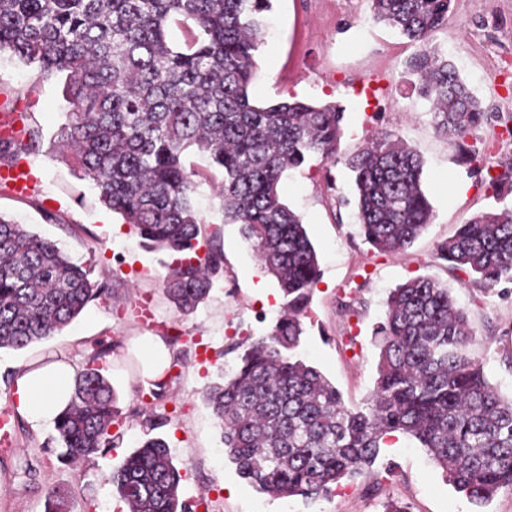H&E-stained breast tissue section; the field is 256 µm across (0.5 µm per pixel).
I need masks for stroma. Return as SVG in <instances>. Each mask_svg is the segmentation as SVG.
<instances>
[{
  "label": "stroma",
  "instance_id": "stroma-1",
  "mask_svg": "<svg viewBox=\"0 0 512 512\" xmlns=\"http://www.w3.org/2000/svg\"><path fill=\"white\" fill-rule=\"evenodd\" d=\"M257 78L251 99L268 106L298 97L345 112L338 162L313 159L286 173L281 190L313 242L321 281L303 319L299 352L340 391L347 406L359 407L372 392L379 350L373 330L390 289L428 276L451 290L478 337L475 354L486 362L491 384L512 395V283L492 289L458 279L436 255L437 243L460 224L496 206L489 170L512 160V134L491 124L457 141L439 134L428 101L405 73L416 47L375 22L369 0H270ZM430 43L451 61L488 112L512 113V0H454L448 23ZM374 82L376 99L355 91ZM18 98L16 110L42 134L29 159L37 182L18 195L0 180V215L55 242L77 263L91 268L105 295L91 300L62 332L22 350L0 349V414L11 416L10 446H0V512H44L52 489L68 492L74 512H104L122 501L109 476L145 439L163 438L180 470L182 499L206 496L210 512H384L387 502L410 512H512V491L486 505L471 503L446 480L425 449L406 437L384 448L370 475L344 481L314 501L272 499L257 493L224 455L221 429L206 402L210 387L232 374L240 343L267 334L283 311L273 276L256 259L239 225L224 223L215 188L222 173L199 180L195 201L203 219L201 243L224 252V276L192 313L180 312L161 283L172 258L166 250L142 247L134 229L107 210L88 181L78 177L52 143L65 119L62 85L43 79L34 67L0 54V102ZM396 134L425 161L422 188L434 209L423 234L404 252L374 250L355 221L356 194L344 156L378 132ZM178 358L180 376L161 408L166 421L153 427L142 363L145 342ZM103 375L116 393L119 421L113 447L89 459H61L54 427L37 426L19 410L15 383L21 373L47 362L87 368L100 347Z\"/></svg>",
  "mask_w": 512,
  "mask_h": 512
}]
</instances>
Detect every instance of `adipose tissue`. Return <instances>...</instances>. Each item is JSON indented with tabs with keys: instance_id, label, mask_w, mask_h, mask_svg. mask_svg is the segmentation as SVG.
Masks as SVG:
<instances>
[{
	"instance_id": "adipose-tissue-1",
	"label": "adipose tissue",
	"mask_w": 512,
	"mask_h": 512,
	"mask_svg": "<svg viewBox=\"0 0 512 512\" xmlns=\"http://www.w3.org/2000/svg\"><path fill=\"white\" fill-rule=\"evenodd\" d=\"M70 392L71 368L63 363L25 372L17 380L20 410L40 424L55 421Z\"/></svg>"
}]
</instances>
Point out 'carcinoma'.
I'll return each mask as SVG.
<instances>
[{
  "instance_id": "obj_1",
  "label": "carcinoma",
  "mask_w": 512,
  "mask_h": 512,
  "mask_svg": "<svg viewBox=\"0 0 512 512\" xmlns=\"http://www.w3.org/2000/svg\"><path fill=\"white\" fill-rule=\"evenodd\" d=\"M269 0H0V53L63 81L69 104L54 134L100 202L142 242L171 252L167 296L183 313L223 277L224 254L199 255L191 149L221 170L224 222L242 225L262 267L277 281L286 313L239 355L235 373L207 401L224 453L240 477L272 499L325 497L371 467L404 435L426 448L447 481L483 505L512 490V397L488 380L467 311L447 285L417 276L392 289L374 329L375 387L349 408L315 367L294 356L302 318L320 280L317 252L301 216L282 198L284 174L319 157L336 161L344 112L293 99L254 104L261 14ZM453 0H371L374 19L419 45L407 62L431 101L437 130L462 139L492 119L436 49ZM183 33L174 47L173 28ZM24 127L0 140V166L15 168L39 149ZM354 174L356 223L385 254L408 249L433 218L421 182L424 162L395 134L379 132L345 160ZM512 194V162L490 179ZM451 273L485 289L512 283V209L491 207L437 244ZM58 244L0 217V349H24L62 331L107 288L89 279ZM118 411L101 369L74 377L55 429L71 458L113 445ZM182 476L162 438L142 442L112 470L129 512H185ZM45 512H70L67 493H48Z\"/></svg>"
}]
</instances>
